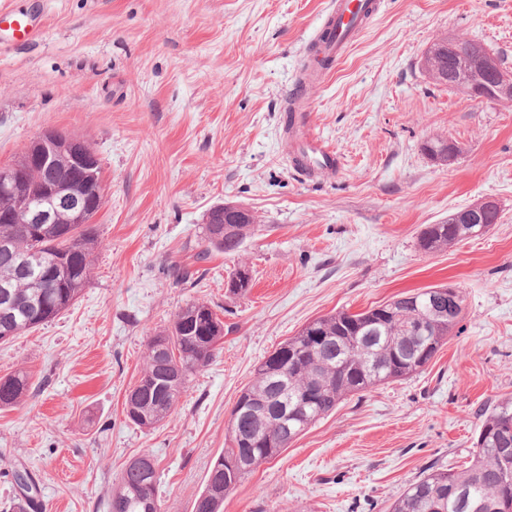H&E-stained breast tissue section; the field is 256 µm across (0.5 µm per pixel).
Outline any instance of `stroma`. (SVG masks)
I'll return each instance as SVG.
<instances>
[{
	"label": "stroma",
	"mask_w": 512,
	"mask_h": 512,
	"mask_svg": "<svg viewBox=\"0 0 512 512\" xmlns=\"http://www.w3.org/2000/svg\"><path fill=\"white\" fill-rule=\"evenodd\" d=\"M346 56L302 85L331 0H0L39 28L0 24V165L45 130L84 138L102 167L88 284L48 323L0 344V378L29 372L0 411V512H18L13 466L40 512H108L126 461L148 453L163 512H192L257 365L310 321L454 286L461 331L425 369L342 401L224 499V512H388L425 468L468 461L478 413L512 396V102L475 100L420 66L441 36L486 44L512 72V0H377ZM339 158L293 166L286 95ZM453 141L450 164L425 145ZM483 198L482 236L423 252L427 225ZM255 217L238 252L199 259L206 212ZM193 276L178 283L171 265ZM240 269L242 295L225 284ZM208 302L224 344L171 414L142 430L125 398L152 336ZM0 20H8L15 33V39L18 43L24 45L34 41L38 32L30 27L28 18L25 14L5 12L1 13Z\"/></svg>",
	"instance_id": "obj_1"
}]
</instances>
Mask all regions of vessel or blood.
Wrapping results in <instances>:
<instances>
[{
  "instance_id": "1",
  "label": "vessel or blood",
  "mask_w": 512,
  "mask_h": 512,
  "mask_svg": "<svg viewBox=\"0 0 512 512\" xmlns=\"http://www.w3.org/2000/svg\"><path fill=\"white\" fill-rule=\"evenodd\" d=\"M375 7L374 0H334L330 12L312 38L313 44L330 60L341 59L360 31L368 12L374 11ZM4 18L9 21L18 43L24 45L37 38L38 33L31 28L26 15L8 12ZM288 129L301 150L300 168L306 176L338 167L336 155L310 133L306 113L291 114Z\"/></svg>"
}]
</instances>
